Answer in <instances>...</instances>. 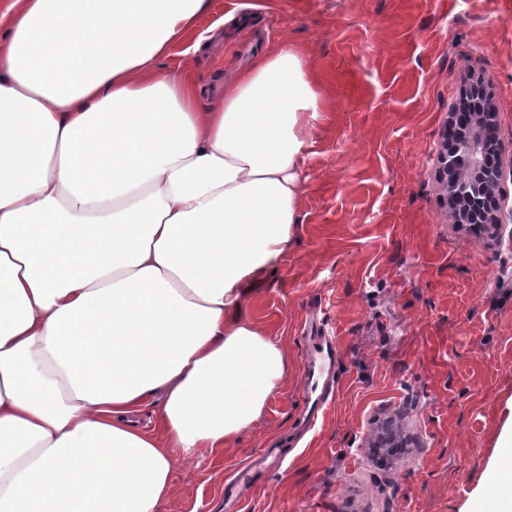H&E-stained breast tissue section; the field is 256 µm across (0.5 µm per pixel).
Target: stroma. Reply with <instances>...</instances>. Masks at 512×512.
Instances as JSON below:
<instances>
[{"label":"stroma","mask_w":512,"mask_h":512,"mask_svg":"<svg viewBox=\"0 0 512 512\" xmlns=\"http://www.w3.org/2000/svg\"><path fill=\"white\" fill-rule=\"evenodd\" d=\"M204 84L289 40L324 118L302 167V222L250 291L247 320L285 375L221 457L178 465L159 512H230L224 480L263 449L240 512H501L512 485V177L491 234L454 223L438 155L467 78L499 112L512 167V0H211ZM314 325L336 337V393L305 429ZM392 419L399 454L370 442Z\"/></svg>","instance_id":"obj_1"}]
</instances>
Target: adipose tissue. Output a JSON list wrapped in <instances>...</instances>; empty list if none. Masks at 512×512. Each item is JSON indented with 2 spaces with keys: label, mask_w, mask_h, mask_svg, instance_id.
I'll list each match as a JSON object with an SVG mask.
<instances>
[{
  "label": "adipose tissue",
  "mask_w": 512,
  "mask_h": 512,
  "mask_svg": "<svg viewBox=\"0 0 512 512\" xmlns=\"http://www.w3.org/2000/svg\"><path fill=\"white\" fill-rule=\"evenodd\" d=\"M210 3L0 0V512H158L284 377L243 313L321 97L286 42L210 93Z\"/></svg>",
  "instance_id": "adipose-tissue-1"
}]
</instances>
